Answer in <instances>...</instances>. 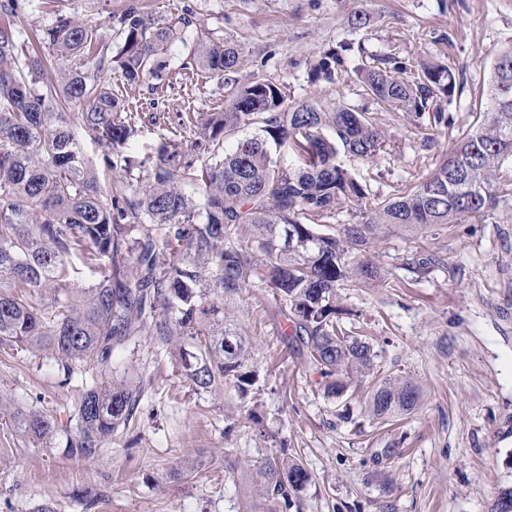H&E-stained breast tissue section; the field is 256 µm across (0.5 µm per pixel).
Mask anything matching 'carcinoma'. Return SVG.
Listing matches in <instances>:
<instances>
[{
	"instance_id": "1",
	"label": "carcinoma",
	"mask_w": 512,
	"mask_h": 512,
	"mask_svg": "<svg viewBox=\"0 0 512 512\" xmlns=\"http://www.w3.org/2000/svg\"><path fill=\"white\" fill-rule=\"evenodd\" d=\"M189 25L183 16L159 26L140 0H127L111 18L120 40L113 45L60 14L42 41L61 60L84 61L65 70L61 84L43 87L42 58L10 22L0 24V347L50 352L68 384L76 367L111 371L114 352L150 330L175 343L194 392L216 397L228 385L243 400L255 374L245 368V338L224 321V299L249 285L260 265L262 280L283 301L287 335L326 380L325 391L338 396L344 376L373 369L375 358L369 342L344 334L336 320L337 288L353 274L378 278L368 263L349 261L345 244L363 245L382 224H451L495 207L499 171L512 158V48L492 65L479 126L409 192L370 207L366 187L336 161L341 150L367 159L381 147L366 113L342 104L325 111L308 101L288 107L280 87L261 76L195 125L200 165L182 162L183 146L163 140L148 169L129 157L117 163L103 156L109 180L101 184L77 130L108 149L132 131L107 75L131 85L160 77L159 51L176 39L188 44ZM189 56L226 83L239 63L228 42L199 40ZM352 73L368 96L417 120L431 114L442 121V104L457 87L444 62L366 55L351 44L321 54L310 77L337 84ZM248 127L256 134L226 150L224 140ZM288 140L303 154L299 167H281L270 155L269 142ZM141 168L145 174L133 176ZM188 185L203 190L202 202ZM342 203L365 221L339 237L317 232ZM142 398L133 379L83 383L75 426L61 439L54 420L38 411L17 410L11 419L17 433L89 461L136 417ZM416 400L411 382L388 376L377 381L368 412L387 420ZM256 468L262 494L286 507L310 481L301 463L278 456Z\"/></svg>"
}]
</instances>
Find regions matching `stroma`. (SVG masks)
I'll use <instances>...</instances> for the list:
<instances>
[{
	"label": "stroma",
	"mask_w": 512,
	"mask_h": 512,
	"mask_svg": "<svg viewBox=\"0 0 512 512\" xmlns=\"http://www.w3.org/2000/svg\"><path fill=\"white\" fill-rule=\"evenodd\" d=\"M126 0H19L11 22L36 41L58 13L108 37L110 14ZM158 22L191 20L190 34L239 48L234 78L279 85L287 104H344L367 113L384 135L376 155L337 160L378 202L429 175L485 110L496 57L512 47V0H142ZM364 8L370 28L353 27ZM449 41H439L440 33ZM363 42L372 54H433L454 68L460 94L444 102L446 120L406 114L374 101L354 80L310 83L323 52ZM181 42L165 45L161 79L127 85L110 76L132 112L121 155L146 163L165 139L190 142V118L223 111L230 89L187 64ZM494 209L458 224L382 226L356 259L378 281L351 279L338 291L343 330L366 338L379 376L410 379L415 407L388 422L366 410L369 378L327 395L285 336L281 301L253 278L224 303L246 336L247 369L259 379L252 399L197 395L185 385L171 345L144 333L114 362L142 382V407L92 460L20 436L0 416V512H491L512 487V160L504 162ZM433 256L437 265L417 269ZM80 378L64 383L48 353L0 348V396L19 409L70 416ZM299 461L311 481L290 508L263 497L256 460ZM184 477H177V470Z\"/></svg>",
	"instance_id": "1"
}]
</instances>
